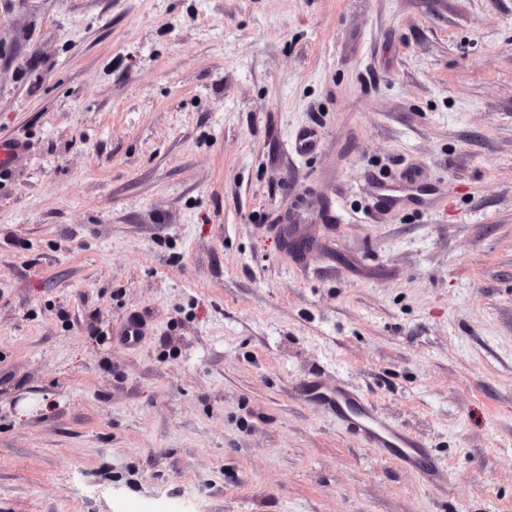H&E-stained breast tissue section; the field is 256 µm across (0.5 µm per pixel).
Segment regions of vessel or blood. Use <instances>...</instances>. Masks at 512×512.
Listing matches in <instances>:
<instances>
[{"label":"vessel or blood","instance_id":"b4317fda","mask_svg":"<svg viewBox=\"0 0 512 512\" xmlns=\"http://www.w3.org/2000/svg\"><path fill=\"white\" fill-rule=\"evenodd\" d=\"M306 394L312 401L327 406L367 446L395 460L403 469L416 472L426 485L447 486L446 464L431 456L421 438L396 427L379 414L353 387L339 384L328 389L315 380L310 383Z\"/></svg>","mask_w":512,"mask_h":512}]
</instances>
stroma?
Listing matches in <instances>:
<instances>
[{
	"instance_id": "stroma-1",
	"label": "stroma",
	"mask_w": 512,
	"mask_h": 512,
	"mask_svg": "<svg viewBox=\"0 0 512 512\" xmlns=\"http://www.w3.org/2000/svg\"><path fill=\"white\" fill-rule=\"evenodd\" d=\"M4 141L0 512H512V0H0ZM305 392L312 401L327 406L336 419L344 422L367 446L395 460L403 469L415 471L426 485H448L447 465L431 456L426 443L388 421L353 387L338 384L328 389L314 380Z\"/></svg>"
}]
</instances>
